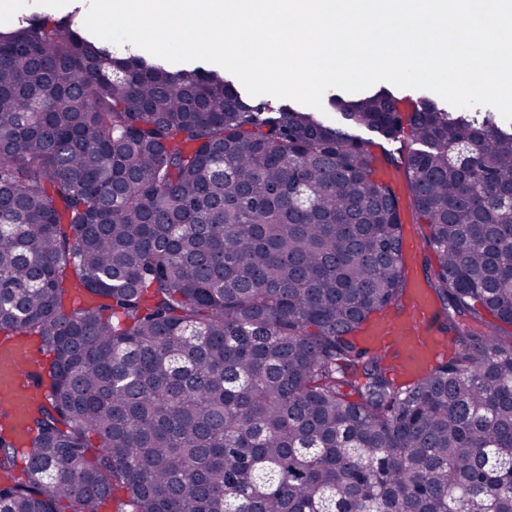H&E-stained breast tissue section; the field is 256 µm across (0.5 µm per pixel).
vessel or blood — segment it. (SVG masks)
I'll list each match as a JSON object with an SVG mask.
<instances>
[{"label": "vessel or blood", "instance_id": "obj_1", "mask_svg": "<svg viewBox=\"0 0 512 512\" xmlns=\"http://www.w3.org/2000/svg\"><path fill=\"white\" fill-rule=\"evenodd\" d=\"M403 303L404 311L372 328L371 343L396 351L397 373L411 378L431 371L445 354L447 338L435 323V300L420 282L409 283ZM30 365L28 352L19 345L0 347V406L8 408L20 421L26 417L28 401L17 382Z\"/></svg>", "mask_w": 512, "mask_h": 512}]
</instances>
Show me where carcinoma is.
<instances>
[{
    "label": "carcinoma",
    "instance_id": "cac0c4a2",
    "mask_svg": "<svg viewBox=\"0 0 512 512\" xmlns=\"http://www.w3.org/2000/svg\"><path fill=\"white\" fill-rule=\"evenodd\" d=\"M328 105L405 145L71 21L0 31V342L52 356L23 482L0 410V512H512V129L385 87ZM382 162L454 344L407 386L358 340L406 290ZM381 168L388 169L395 175L394 180L390 184L399 197V204L404 222L403 233L408 234L415 244L409 277L418 278L425 283L426 274H429L430 272L428 269L429 261H434L433 255L425 243L424 236L427 232V226L426 224H417L416 217L411 209L407 184L402 171H398L394 167L388 165H384Z\"/></svg>",
    "mask_w": 512,
    "mask_h": 512
}]
</instances>
